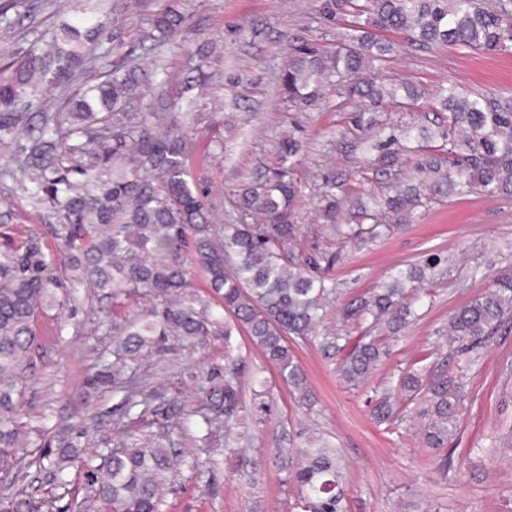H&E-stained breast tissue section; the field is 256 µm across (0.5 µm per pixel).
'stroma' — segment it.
<instances>
[{
  "label": "stroma",
  "mask_w": 512,
  "mask_h": 512,
  "mask_svg": "<svg viewBox=\"0 0 512 512\" xmlns=\"http://www.w3.org/2000/svg\"><path fill=\"white\" fill-rule=\"evenodd\" d=\"M119 2L120 10L112 15L116 61L136 44L147 15L167 0ZM323 3L192 0L189 31L162 50L169 96L176 100L195 65L197 46H210L204 62L210 79L193 130L190 163L194 176L205 181L218 221L235 222L234 193L276 164L283 135L301 140L296 178L302 193L292 212L296 252L335 254L330 274L336 292L329 298L319 339L289 342L306 375L311 403L289 390L246 334H237L244 364L241 418L229 430H216L205 444L193 429L177 438L183 461L165 491L161 512H297L300 491L289 483L288 459L280 451L302 446L312 436L328 439L346 456V512H512V326L502 327L471 365L463 355L449 352L446 337L448 319L458 308L478 298L499 275L512 273V197L440 196L419 210L415 223L375 241L352 244L313 234L326 187H334L345 201L386 183L381 171L364 165L357 141L340 136L352 111L340 90L312 108L278 95L277 76L294 49H333L363 21L346 6L327 14ZM386 38L395 52L383 64L382 78L426 91L412 108L387 107L388 122L426 123L437 105L434 93L446 83L512 97V53L459 46L424 50L396 32ZM219 140L224 151L217 155L213 149ZM0 224L17 235L39 234L48 254L58 255V240L9 179L0 181ZM438 251L447 255L448 264L429 286L431 298L421 317L389 340L388 358L367 382L345 383L336 355L320 342L341 328V305L381 287L393 268ZM76 296V311L39 309L41 346L35 378L22 399L17 442L27 466L15 481L1 483L0 493L40 497L50 490V477L37 462L45 430L63 423L89 428L91 443L102 454L147 436L164 442L202 405L208 376L224 373L223 337L210 336L195 345L168 341L139 362L138 374L152 395L149 407L124 413L121 395L86 385L112 358V309L88 299L85 290ZM462 364L469 367L472 391L463 406L460 435L448 453L423 447L411 409L401 410L393 428L374 420L372 398L403 373L443 366L453 370Z\"/></svg>",
  "instance_id": "1"
}]
</instances>
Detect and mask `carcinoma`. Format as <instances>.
<instances>
[{"label": "carcinoma", "mask_w": 512, "mask_h": 512, "mask_svg": "<svg viewBox=\"0 0 512 512\" xmlns=\"http://www.w3.org/2000/svg\"><path fill=\"white\" fill-rule=\"evenodd\" d=\"M101 0H78L72 14L53 31L31 30L0 56V143L9 156L0 178L12 179L35 211L56 220L54 234L63 250L55 258L37 235L0 245V474L22 469L16 442L21 427L19 398L36 374L40 346L36 311L60 308L72 289L88 288L117 309L136 296L153 302L144 319L113 325L114 359L88 381L124 392L125 414L149 406L151 394L132 363L165 347L170 339L201 342L224 329V377L211 379L207 402L195 415L198 428L236 421L241 386L232 336L243 330L274 364L281 379L306 401L311 394L287 337L317 336L335 284L329 271L335 256L292 257L296 240L291 211L300 193L295 165L300 142L289 135L278 146L280 164L253 178L236 198L237 223L218 224L205 202L203 180L192 176L188 159L190 119L171 117L159 127L146 92L160 93L168 81L158 64L147 74L128 60L112 61V29L97 12ZM32 0H0V39L14 37ZM360 12L367 26L397 30L422 46H462L512 52V0L488 9L482 0H365ZM187 0H174L146 19L136 49L153 52L189 29ZM349 45L319 52L300 49L288 58L279 80L281 98L313 106L345 79L348 99L366 102L353 111L341 137L360 140L386 169L417 156L421 172L441 174L459 194L512 195V100L472 97L453 88L438 92L434 128L378 123L372 112L389 105L410 107L422 98L417 87L378 84L364 77L387 61L392 46L361 30ZM68 92L57 106L46 92ZM389 195L354 200L352 222L336 223L340 202L322 193L318 219L343 241L378 239L410 224L415 211L434 194V186L396 181ZM448 257L431 254L398 268L389 282L365 298L348 303L343 322L351 333L331 336L326 347L339 354L337 371L360 384L388 355L387 337L418 316L420 292L434 282ZM203 275L222 312L207 313L190 291V271ZM512 318V275L497 279L448 320V342L468 354L483 347ZM416 405L423 444L448 448L458 436L460 410L469 395L466 371H409L385 389L374 406L375 419L388 426L398 413L394 396ZM289 471L301 489L302 512H345L342 454L320 439L306 448L287 449ZM92 455L63 435L43 437L39 459L57 482L70 467L87 468L93 498L110 512H159L161 490L173 477L175 451L146 440L91 468ZM61 497L18 493L0 497V512H53Z\"/></svg>", "instance_id": "carcinoma-1"}]
</instances>
